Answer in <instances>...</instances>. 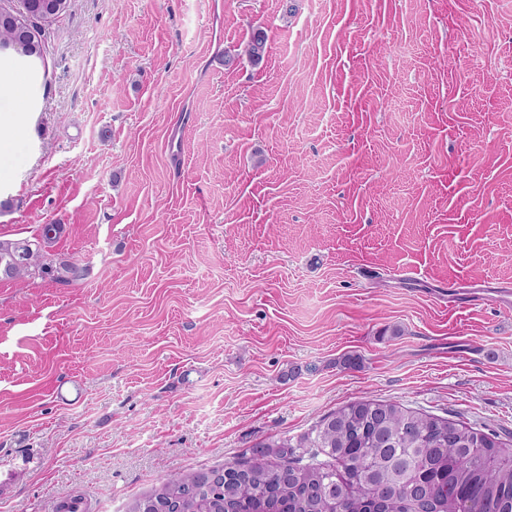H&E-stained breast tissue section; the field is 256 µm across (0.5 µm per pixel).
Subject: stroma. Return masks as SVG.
Listing matches in <instances>:
<instances>
[{
	"label": "stroma",
	"mask_w": 512,
	"mask_h": 512,
	"mask_svg": "<svg viewBox=\"0 0 512 512\" xmlns=\"http://www.w3.org/2000/svg\"><path fill=\"white\" fill-rule=\"evenodd\" d=\"M8 74L0 239L84 274L0 279V512H126L362 398L512 445V0H70Z\"/></svg>",
	"instance_id": "stroma-1"
}]
</instances>
